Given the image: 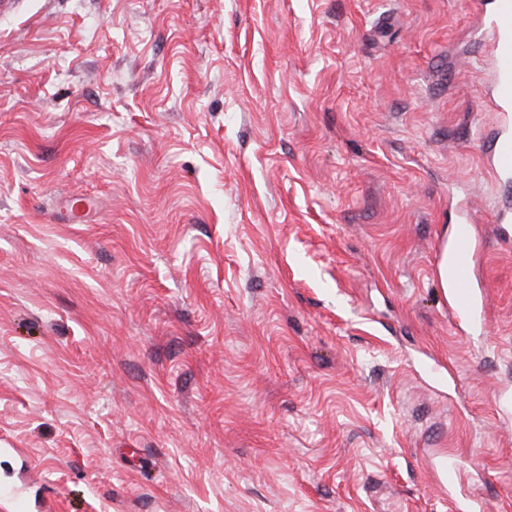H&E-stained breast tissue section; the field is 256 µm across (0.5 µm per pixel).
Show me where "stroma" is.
Masks as SVG:
<instances>
[{
    "mask_svg": "<svg viewBox=\"0 0 512 512\" xmlns=\"http://www.w3.org/2000/svg\"><path fill=\"white\" fill-rule=\"evenodd\" d=\"M490 3L0 0V486L512 512ZM467 214L480 333L436 273Z\"/></svg>",
    "mask_w": 512,
    "mask_h": 512,
    "instance_id": "35a3bbf8",
    "label": "stroma"
}]
</instances>
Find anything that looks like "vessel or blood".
I'll list each match as a JSON object with an SVG mask.
<instances>
[{"mask_svg": "<svg viewBox=\"0 0 512 512\" xmlns=\"http://www.w3.org/2000/svg\"><path fill=\"white\" fill-rule=\"evenodd\" d=\"M488 29L494 42L493 96L503 115L512 114V0H493ZM492 169L498 175L512 174V131H502L492 156ZM476 245L472 222L464 218L455 228L449 256L453 309L469 319H476V298L469 286L467 272L473 265Z\"/></svg>", "mask_w": 512, "mask_h": 512, "instance_id": "b4317fda", "label": "vessel or blood"}]
</instances>
